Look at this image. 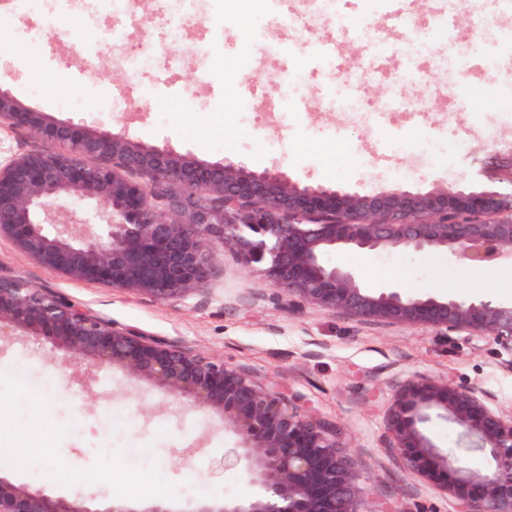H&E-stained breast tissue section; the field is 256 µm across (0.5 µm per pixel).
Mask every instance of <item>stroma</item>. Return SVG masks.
Listing matches in <instances>:
<instances>
[{"instance_id":"35a3bbf8","label":"stroma","mask_w":512,"mask_h":512,"mask_svg":"<svg viewBox=\"0 0 512 512\" xmlns=\"http://www.w3.org/2000/svg\"><path fill=\"white\" fill-rule=\"evenodd\" d=\"M447 3L451 37L432 35L435 0H411V26L391 27L393 51L373 73L361 67L372 43L362 30L385 26L387 7L368 0L340 25L311 16L289 26L262 14L252 34L244 19L262 13L260 0H228L220 16L214 0H198L194 29L140 66L116 54L111 5L93 23L77 11H60L52 27L19 13L0 25V87L54 121L107 129L198 161L274 169L304 184L346 185L363 194L401 185L419 192L479 188L512 167V52L497 49L512 18L478 0ZM324 37L341 44L337 66L301 49ZM408 55L416 73L410 82L401 75ZM242 59L253 78L245 93L234 79ZM158 73L170 83L160 96L153 93ZM346 83L357 111H336L326 100ZM394 89L426 102L414 134H407V115L397 110L382 126L367 121ZM467 89L476 105L463 112L455 98ZM239 94L247 108L225 110L226 97ZM69 96L82 98V105L63 108ZM185 96L198 101L196 110L181 107ZM285 96L307 100L310 111H267L269 101ZM342 261L367 281L394 283L411 294H434L440 281L448 295L512 300V264L473 271L443 253L402 251L351 252ZM0 276L146 339L224 360L299 413L335 424L366 512L385 505L395 512L460 510L455 498L408 471L388 446L390 399L408 380L470 386L512 413V352L480 336L359 320L300 301L273 287L265 266L243 265L229 245L215 256L204 284L167 300L69 279L22 255L5 236ZM85 368L43 338L0 344V446L15 433L34 447L58 449L57 492L138 496L146 504L256 495L237 469L222 465L236 436L220 415L166 396L118 367H95L92 382L82 386Z\"/></svg>"}]
</instances>
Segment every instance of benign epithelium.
Instances as JSON below:
<instances>
[{
    "instance_id": "1",
    "label": "benign epithelium",
    "mask_w": 512,
    "mask_h": 512,
    "mask_svg": "<svg viewBox=\"0 0 512 512\" xmlns=\"http://www.w3.org/2000/svg\"><path fill=\"white\" fill-rule=\"evenodd\" d=\"M0 121L54 146L0 166V236L70 279L160 299L207 281L230 243L242 263H267L271 284L303 302L373 321L487 336L512 351V301L469 295H412L371 284L331 261L352 251L443 252L467 269L512 263V192L402 186L376 195L300 185L276 170L201 162L104 129L57 122L0 89ZM144 172L146 184L119 171ZM95 202L101 234L51 217L52 201ZM48 336L69 361L92 360L145 378L164 394L224 418L237 435L229 462L260 488L250 502L202 497L184 505L135 506L110 496L66 495L0 469V512H360L350 458L332 423L290 411L220 360L192 355L109 325L60 297L0 276V339ZM457 428L440 447L428 425ZM390 447L405 466L435 480L462 512H512V416L475 388L412 379L393 395ZM478 452L487 466L456 463Z\"/></svg>"
}]
</instances>
